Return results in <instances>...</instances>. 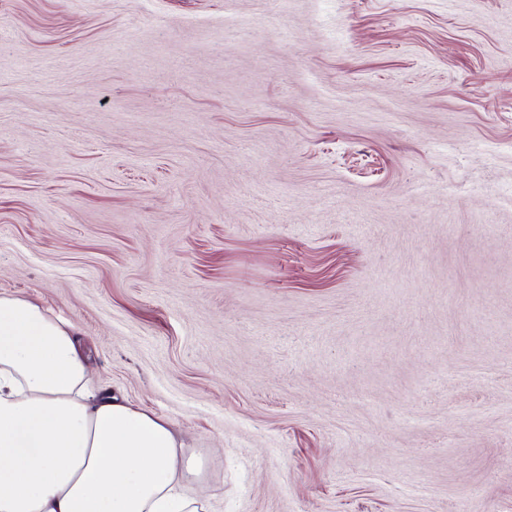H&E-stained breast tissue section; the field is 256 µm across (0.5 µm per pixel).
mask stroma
Returning a JSON list of instances; mask_svg holds the SVG:
<instances>
[{
	"label": "stroma",
	"mask_w": 512,
	"mask_h": 512,
	"mask_svg": "<svg viewBox=\"0 0 512 512\" xmlns=\"http://www.w3.org/2000/svg\"><path fill=\"white\" fill-rule=\"evenodd\" d=\"M0 295L207 512H512V0H0Z\"/></svg>",
	"instance_id": "35a3bbf8"
}]
</instances>
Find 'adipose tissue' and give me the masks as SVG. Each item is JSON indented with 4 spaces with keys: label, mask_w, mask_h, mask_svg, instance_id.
Segmentation results:
<instances>
[{
    "label": "adipose tissue",
    "mask_w": 512,
    "mask_h": 512,
    "mask_svg": "<svg viewBox=\"0 0 512 512\" xmlns=\"http://www.w3.org/2000/svg\"><path fill=\"white\" fill-rule=\"evenodd\" d=\"M87 378L72 325L0 296V512H206L170 423Z\"/></svg>",
    "instance_id": "adipose-tissue-1"
}]
</instances>
